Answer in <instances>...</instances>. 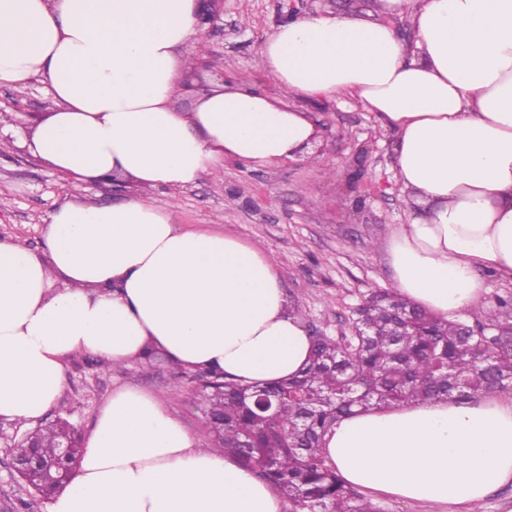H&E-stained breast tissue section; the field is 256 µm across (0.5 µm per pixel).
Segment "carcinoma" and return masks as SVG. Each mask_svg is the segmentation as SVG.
I'll list each match as a JSON object with an SVG mask.
<instances>
[{"mask_svg":"<svg viewBox=\"0 0 512 512\" xmlns=\"http://www.w3.org/2000/svg\"><path fill=\"white\" fill-rule=\"evenodd\" d=\"M301 375L266 387L276 419L242 387L218 374L197 393L213 448L274 484L296 512H378L338 477L321 452L325 433L354 407L390 408L466 398L512 387V297L498 298L486 322L437 320L390 289L369 297L351 335L313 337ZM71 425L38 429L54 457Z\"/></svg>","mask_w":512,"mask_h":512,"instance_id":"cac0c4a2","label":"carcinoma"}]
</instances>
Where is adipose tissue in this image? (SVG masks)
<instances>
[{
	"label": "adipose tissue",
	"mask_w": 512,
	"mask_h": 512,
	"mask_svg": "<svg viewBox=\"0 0 512 512\" xmlns=\"http://www.w3.org/2000/svg\"><path fill=\"white\" fill-rule=\"evenodd\" d=\"M200 12L198 0H0V85L41 74L57 103L33 153L77 183L139 187L109 206L58 207L45 256L0 239V417L44 416L78 355L127 364L158 350L244 386L305 368L311 337L273 256L222 228L180 226L149 192L228 160H309L320 129L307 101L357 97L392 133L409 221L386 249L413 304L451 320L485 302L482 273L512 277V0H375L371 19H288L256 59L282 98L227 82L179 112ZM391 15L411 18L414 44ZM322 454L351 488L471 512L512 482V395L356 411ZM280 510L273 484L124 384L47 512Z\"/></svg>",
	"instance_id": "ef3b65f1"
}]
</instances>
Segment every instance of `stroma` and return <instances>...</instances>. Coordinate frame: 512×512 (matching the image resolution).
<instances>
[{"label":"stroma","instance_id":"1","mask_svg":"<svg viewBox=\"0 0 512 512\" xmlns=\"http://www.w3.org/2000/svg\"><path fill=\"white\" fill-rule=\"evenodd\" d=\"M371 5L372 0H221L213 22L201 32L204 49L186 77L189 91L175 100V108L190 111L197 93L224 81L251 83L281 96L276 81L257 68L256 57L284 15L362 13ZM55 108L42 76L30 78L21 91L0 85V239L40 256L58 206L75 196L109 205L134 190L129 180L73 184L32 154L35 129ZM306 109L324 135L311 160L275 168L228 161L187 188L155 189L153 198L171 206L184 227L218 222L273 253L288 303L310 335L337 339L348 334L365 298L392 288L385 241L409 214L392 172V137L373 113L353 98L310 102ZM192 376L161 357L112 365L84 355L67 365L65 391L45 419H67L87 434L113 388L134 384L161 397L205 446L210 437L194 404ZM27 429L0 418V512H46V499L11 468L12 439Z\"/></svg>","mask_w":512,"mask_h":512}]
</instances>
